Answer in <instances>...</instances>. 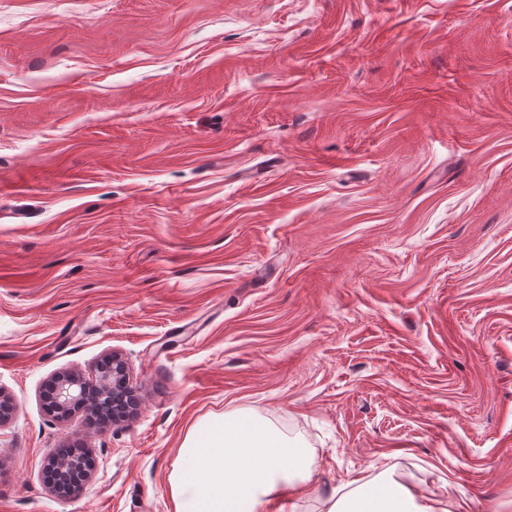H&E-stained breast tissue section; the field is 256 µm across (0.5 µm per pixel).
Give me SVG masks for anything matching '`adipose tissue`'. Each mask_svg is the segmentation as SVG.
Instances as JSON below:
<instances>
[{
	"mask_svg": "<svg viewBox=\"0 0 512 512\" xmlns=\"http://www.w3.org/2000/svg\"><path fill=\"white\" fill-rule=\"evenodd\" d=\"M310 455L270 421L236 410L196 424L167 476L173 512H296L312 479ZM319 512H452L447 498L419 496L385 470L345 482Z\"/></svg>",
	"mask_w": 512,
	"mask_h": 512,
	"instance_id": "adipose-tissue-1",
	"label": "adipose tissue"
}]
</instances>
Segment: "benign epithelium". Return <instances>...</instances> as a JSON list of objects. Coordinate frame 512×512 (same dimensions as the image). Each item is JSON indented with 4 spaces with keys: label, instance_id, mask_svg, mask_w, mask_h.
Listing matches in <instances>:
<instances>
[{
    "label": "benign epithelium",
    "instance_id": "benign-epithelium-1",
    "mask_svg": "<svg viewBox=\"0 0 512 512\" xmlns=\"http://www.w3.org/2000/svg\"><path fill=\"white\" fill-rule=\"evenodd\" d=\"M90 401L100 412H112V423L119 422L117 416L127 418L139 403L131 386V370L127 360L119 352L106 355L95 367L92 377L82 373L64 370L53 375L49 391L43 395V403L51 404L50 415L64 419L77 409V404ZM89 465L80 460H62L52 455L46 464L58 471H69L77 475L76 488L70 496L79 497L95 469V461L89 454L84 455Z\"/></svg>",
    "mask_w": 512,
    "mask_h": 512
}]
</instances>
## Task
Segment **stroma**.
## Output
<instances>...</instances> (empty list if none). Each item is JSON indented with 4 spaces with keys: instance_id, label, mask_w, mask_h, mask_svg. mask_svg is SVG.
I'll return each instance as SVG.
<instances>
[{
    "instance_id": "35a3bbf8",
    "label": "stroma",
    "mask_w": 512,
    "mask_h": 512,
    "mask_svg": "<svg viewBox=\"0 0 512 512\" xmlns=\"http://www.w3.org/2000/svg\"><path fill=\"white\" fill-rule=\"evenodd\" d=\"M111 351L137 415L51 417ZM0 387V512H173L237 409L298 512L366 467L512 512V0H0ZM84 458L89 462L88 468L85 467L81 460H61L59 454L52 455L46 460V465L48 464L49 467L55 466L58 469V472L67 470L71 474L77 475V480L74 482L76 484V488L69 493L73 498L79 497L82 494L85 485L90 480L95 469V461L93 457L90 454H86L84 455ZM58 472L54 471L60 481H65L61 478Z\"/></svg>"
}]
</instances>
